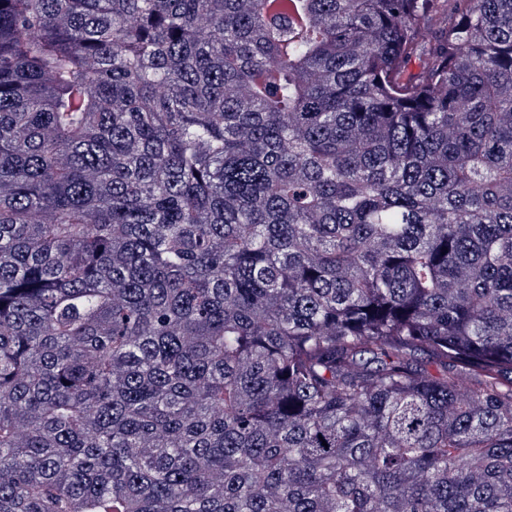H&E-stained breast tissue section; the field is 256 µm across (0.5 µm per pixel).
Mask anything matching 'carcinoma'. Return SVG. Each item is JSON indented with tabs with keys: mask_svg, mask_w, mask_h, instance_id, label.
<instances>
[{
	"mask_svg": "<svg viewBox=\"0 0 512 512\" xmlns=\"http://www.w3.org/2000/svg\"><path fill=\"white\" fill-rule=\"evenodd\" d=\"M0 512H512V0H0Z\"/></svg>",
	"mask_w": 512,
	"mask_h": 512,
	"instance_id": "carcinoma-1",
	"label": "carcinoma"
}]
</instances>
